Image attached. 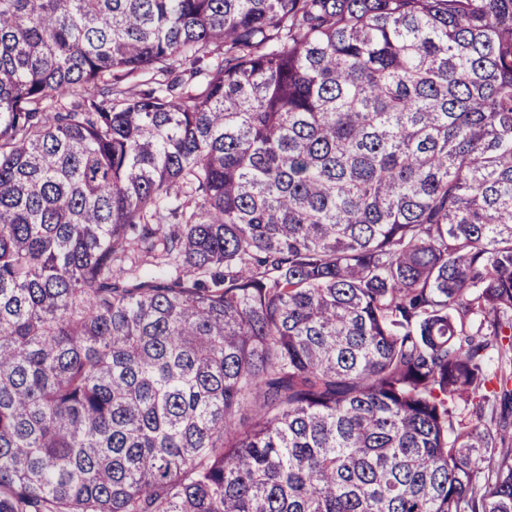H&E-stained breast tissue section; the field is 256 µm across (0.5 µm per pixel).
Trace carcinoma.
Masks as SVG:
<instances>
[{
    "mask_svg": "<svg viewBox=\"0 0 512 512\" xmlns=\"http://www.w3.org/2000/svg\"><path fill=\"white\" fill-rule=\"evenodd\" d=\"M0 512H512V0H0Z\"/></svg>",
    "mask_w": 512,
    "mask_h": 512,
    "instance_id": "obj_1",
    "label": "carcinoma"
}]
</instances>
